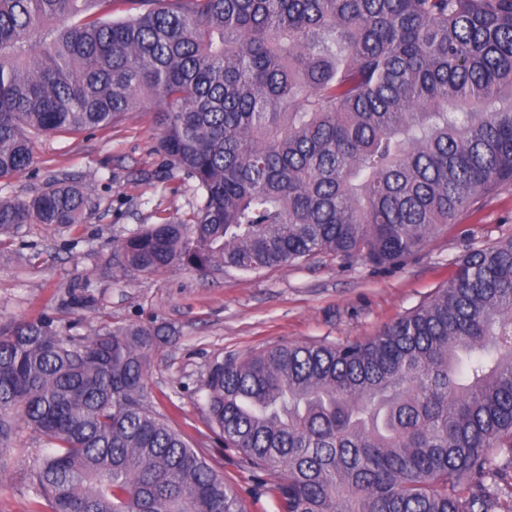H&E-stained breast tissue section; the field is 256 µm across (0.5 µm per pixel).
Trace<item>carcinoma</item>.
Wrapping results in <instances>:
<instances>
[{
	"mask_svg": "<svg viewBox=\"0 0 512 512\" xmlns=\"http://www.w3.org/2000/svg\"><path fill=\"white\" fill-rule=\"evenodd\" d=\"M150 106L200 196L125 237L124 272L394 268L512 186V0H0V178L38 137ZM90 200L60 180L0 197V238ZM173 336L0 330V437L18 417L48 445L52 512H245L148 400ZM203 391L280 512H512V236L378 334L216 361Z\"/></svg>",
	"mask_w": 512,
	"mask_h": 512,
	"instance_id": "carcinoma-1",
	"label": "carcinoma"
}]
</instances>
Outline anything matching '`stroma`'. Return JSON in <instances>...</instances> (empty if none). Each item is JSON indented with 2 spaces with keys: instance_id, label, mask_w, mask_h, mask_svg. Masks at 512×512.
I'll return each instance as SVG.
<instances>
[{
  "instance_id": "stroma-1",
  "label": "stroma",
  "mask_w": 512,
  "mask_h": 512,
  "mask_svg": "<svg viewBox=\"0 0 512 512\" xmlns=\"http://www.w3.org/2000/svg\"><path fill=\"white\" fill-rule=\"evenodd\" d=\"M158 133L153 113L132 112L103 130L43 137L34 167L0 179V195L19 198L53 178L75 181L95 203L80 226L30 224L0 245V326L45 318L72 335L129 323L173 326L176 339L154 357L146 380L151 403L239 492L246 512H279L208 427L202 383L210 365L278 343L376 335L443 287L470 246L512 234V189L389 271L320 255L256 274H126L119 240L159 215L186 219L193 211L194 182L167 170L154 150ZM45 452L24 428L0 442V512H51L30 483Z\"/></svg>"
}]
</instances>
